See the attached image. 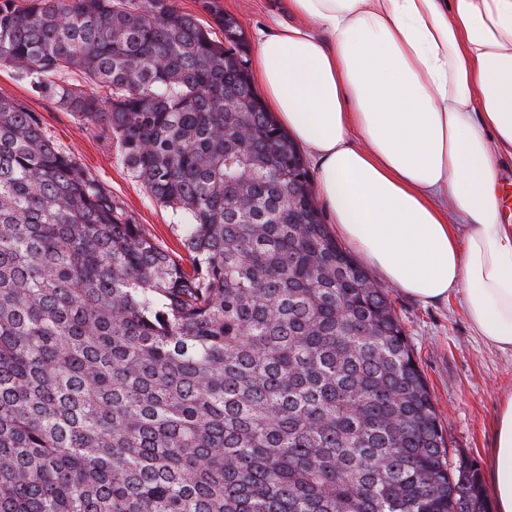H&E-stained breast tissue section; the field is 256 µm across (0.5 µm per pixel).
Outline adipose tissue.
Returning <instances> with one entry per match:
<instances>
[{
	"label": "adipose tissue",
	"instance_id": "1",
	"mask_svg": "<svg viewBox=\"0 0 512 512\" xmlns=\"http://www.w3.org/2000/svg\"><path fill=\"white\" fill-rule=\"evenodd\" d=\"M259 34L268 111L318 165L340 237L422 302L460 298L486 345L512 353V0H285ZM495 512H512V394L489 440Z\"/></svg>",
	"mask_w": 512,
	"mask_h": 512
}]
</instances>
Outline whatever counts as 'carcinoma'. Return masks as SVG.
Listing matches in <instances>:
<instances>
[{
  "label": "carcinoma",
  "instance_id": "cac0c4a2",
  "mask_svg": "<svg viewBox=\"0 0 512 512\" xmlns=\"http://www.w3.org/2000/svg\"><path fill=\"white\" fill-rule=\"evenodd\" d=\"M220 25L175 0H0V63L105 122L192 258L0 97V512H491Z\"/></svg>",
  "mask_w": 512,
  "mask_h": 512
}]
</instances>
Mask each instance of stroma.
Listing matches in <instances>:
<instances>
[{
  "label": "stroma",
  "mask_w": 512,
  "mask_h": 512,
  "mask_svg": "<svg viewBox=\"0 0 512 512\" xmlns=\"http://www.w3.org/2000/svg\"><path fill=\"white\" fill-rule=\"evenodd\" d=\"M181 11L215 24L216 13L237 18L248 40L286 20L281 0H175ZM0 97L35 113L52 141L94 177L134 223L142 225L173 258L187 261L182 227L158 204L122 163L115 140L103 123L87 122L54 99L36 93L13 67L0 65ZM384 290L408 337L438 410L449 454H463L486 465L487 436L498 402L512 390V355L486 346L470 327L458 300L424 304L392 285Z\"/></svg>",
  "instance_id": "stroma-1"
}]
</instances>
